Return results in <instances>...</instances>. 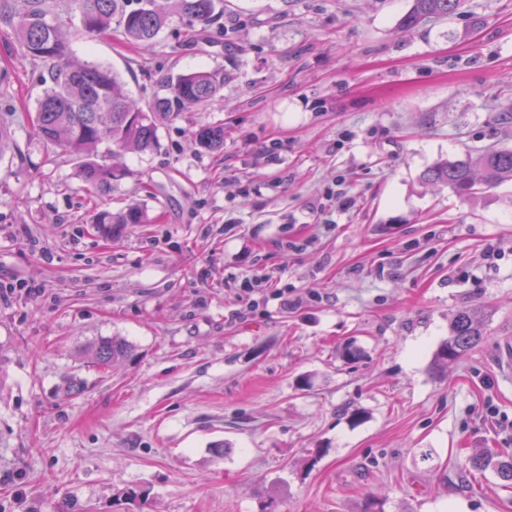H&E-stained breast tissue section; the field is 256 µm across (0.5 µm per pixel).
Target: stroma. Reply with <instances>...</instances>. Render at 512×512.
<instances>
[{
  "instance_id": "stroma-1",
  "label": "stroma",
  "mask_w": 512,
  "mask_h": 512,
  "mask_svg": "<svg viewBox=\"0 0 512 512\" xmlns=\"http://www.w3.org/2000/svg\"><path fill=\"white\" fill-rule=\"evenodd\" d=\"M222 5L147 49L73 32L142 104L224 71L99 197L34 139L42 86L0 33L20 148L0 159V512H512V484L468 464L512 454V182L423 180L512 148V0H472L477 28L403 27L412 0ZM205 124L222 149L193 144ZM95 203L149 221L108 240ZM467 306L489 337L436 372ZM112 337L130 355L94 365ZM423 177L448 187L459 197H471L478 190L489 191L512 182V150L493 147L474 150L462 160L436 163Z\"/></svg>"
}]
</instances>
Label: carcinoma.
I'll list each match as a JSON object with an SVG mask.
<instances>
[{"instance_id":"carcinoma-1","label":"carcinoma","mask_w":512,"mask_h":512,"mask_svg":"<svg viewBox=\"0 0 512 512\" xmlns=\"http://www.w3.org/2000/svg\"><path fill=\"white\" fill-rule=\"evenodd\" d=\"M465 0H414L403 26L411 27L457 13ZM0 0V30L11 32L17 59L40 70L42 95L29 116L33 135L49 151L60 150L76 161L79 174L95 194L112 189L126 169L114 159L123 153L147 152L157 145L159 123L190 106L204 107L224 88V71L200 70L160 80L162 93L144 107L132 99L126 82L108 65L76 59L67 35L73 20L87 35L122 30L129 43L148 47L169 24L171 13L157 0ZM179 15L188 26L218 19L217 0H178ZM204 150L224 146V126L205 125L195 134ZM19 152L11 122L0 118V157ZM424 178L450 189L459 197L478 190H492L512 182V150L484 148L462 160L441 161ZM149 218L139 205L113 212L95 207L90 223L112 234L114 224H146ZM489 312L483 307L459 310L451 319L448 339L436 350L433 366L446 370L488 336ZM130 346L122 339L101 340L92 347L93 362L105 368L128 356ZM475 470L492 468L500 479L512 483V455L477 451L469 458Z\"/></svg>"}]
</instances>
